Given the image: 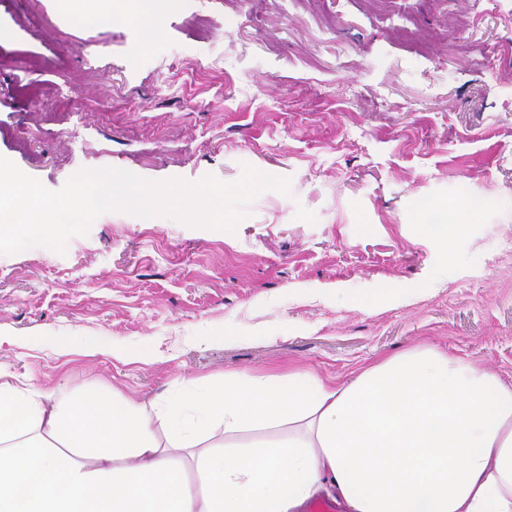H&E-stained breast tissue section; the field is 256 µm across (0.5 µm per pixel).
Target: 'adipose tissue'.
Listing matches in <instances>:
<instances>
[{"mask_svg": "<svg viewBox=\"0 0 512 512\" xmlns=\"http://www.w3.org/2000/svg\"><path fill=\"white\" fill-rule=\"evenodd\" d=\"M512 512V385L433 345L143 398L0 380V512Z\"/></svg>", "mask_w": 512, "mask_h": 512, "instance_id": "obj_1", "label": "adipose tissue"}]
</instances>
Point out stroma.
Segmentation results:
<instances>
[{"label":"stroma","mask_w":512,"mask_h":512,"mask_svg":"<svg viewBox=\"0 0 512 512\" xmlns=\"http://www.w3.org/2000/svg\"><path fill=\"white\" fill-rule=\"evenodd\" d=\"M102 9L0 0V156L51 190L247 163L291 193L232 233L114 211L0 255V374L150 397L428 342L512 383V0H184L153 36ZM443 224H423V230L429 235H434L442 238L446 247L450 250H457L465 238V231L461 224H453L451 214L443 212ZM448 223V224H447Z\"/></svg>","instance_id":"stroma-1"}]
</instances>
